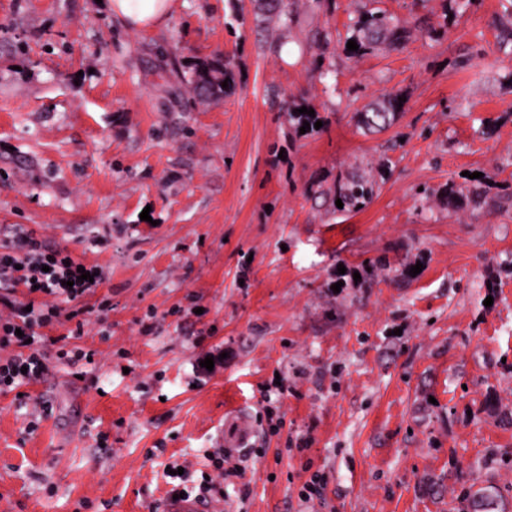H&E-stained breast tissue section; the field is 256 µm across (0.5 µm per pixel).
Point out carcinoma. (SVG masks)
<instances>
[{"mask_svg": "<svg viewBox=\"0 0 512 512\" xmlns=\"http://www.w3.org/2000/svg\"><path fill=\"white\" fill-rule=\"evenodd\" d=\"M380 0H366L365 6L349 25L351 35L346 40H354L358 50L349 55L363 57L385 47H398L410 36L406 23L379 7ZM232 80L229 63L222 60L203 62L196 68L192 80V91L196 95L222 96L230 88L222 87L224 81ZM401 94L385 92L364 105L362 111L355 114L357 126L365 132L381 131L389 128L403 108L399 107ZM390 160L379 161L377 170L364 173L344 171L336 177L333 187L324 192L329 201L341 200L343 210L359 212L370 205L379 188L376 173L389 167ZM463 198L462 189L453 181L446 184L442 193L443 204L448 210L458 212L459 202Z\"/></svg>", "mask_w": 512, "mask_h": 512, "instance_id": "cac0c4a2", "label": "carcinoma"}]
</instances>
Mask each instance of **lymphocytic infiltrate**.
Wrapping results in <instances>:
<instances>
[{
	"label": "lymphocytic infiltrate",
	"instance_id": "1",
	"mask_svg": "<svg viewBox=\"0 0 512 512\" xmlns=\"http://www.w3.org/2000/svg\"><path fill=\"white\" fill-rule=\"evenodd\" d=\"M90 280H79L80 270ZM104 281L99 265H82L68 250L48 247L36 232L17 224L11 243L0 246V391L37 383L48 371L41 335L54 325L60 312L49 297L67 303L94 293ZM26 289L27 302H15L18 289Z\"/></svg>",
	"mask_w": 512,
	"mask_h": 512
}]
</instances>
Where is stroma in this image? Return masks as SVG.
I'll use <instances>...</instances> for the list:
<instances>
[{"label":"stroma","mask_w":512,"mask_h":512,"mask_svg":"<svg viewBox=\"0 0 512 512\" xmlns=\"http://www.w3.org/2000/svg\"><path fill=\"white\" fill-rule=\"evenodd\" d=\"M358 4L268 27L254 0H175L130 31L106 0H0V245L22 224L106 275L83 335L48 327L47 374L0 392V512H162L211 453L241 470L214 512H512V0H382L410 38L351 59L315 34ZM227 58L232 93L194 97ZM386 91L397 121L358 129ZM383 156L371 205L333 211ZM451 179L485 204L415 194ZM232 420L253 433L229 450Z\"/></svg>","instance_id":"35a3bbf8"}]
</instances>
